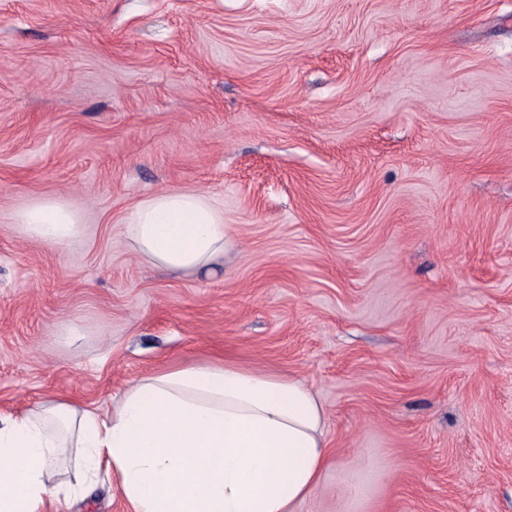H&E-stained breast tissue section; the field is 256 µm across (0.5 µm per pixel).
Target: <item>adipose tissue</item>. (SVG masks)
Listing matches in <instances>:
<instances>
[{"mask_svg": "<svg viewBox=\"0 0 512 512\" xmlns=\"http://www.w3.org/2000/svg\"><path fill=\"white\" fill-rule=\"evenodd\" d=\"M14 222L50 245L84 234L80 215L53 200ZM125 226L137 256L168 270L209 269L230 246L223 210L195 191L151 195ZM326 419L300 378L230 361L141 378L104 412L57 403L0 415V512H68L54 491L72 461L78 487L107 473L127 512H295L331 462Z\"/></svg>", "mask_w": 512, "mask_h": 512, "instance_id": "obj_1", "label": "adipose tissue"}]
</instances>
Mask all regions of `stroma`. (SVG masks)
I'll use <instances>...</instances> for the list:
<instances>
[{"label":"stroma","instance_id":"obj_1","mask_svg":"<svg viewBox=\"0 0 512 512\" xmlns=\"http://www.w3.org/2000/svg\"><path fill=\"white\" fill-rule=\"evenodd\" d=\"M166 190L211 272L133 252ZM224 359L325 405L296 512H512V0H0V411ZM125 226L137 256L168 270H207L230 246L224 211L195 191L151 195L132 208ZM14 224L27 238L50 245L71 244L84 235L80 215L53 200L37 201L19 211Z\"/></svg>","mask_w":512,"mask_h":512}]
</instances>
